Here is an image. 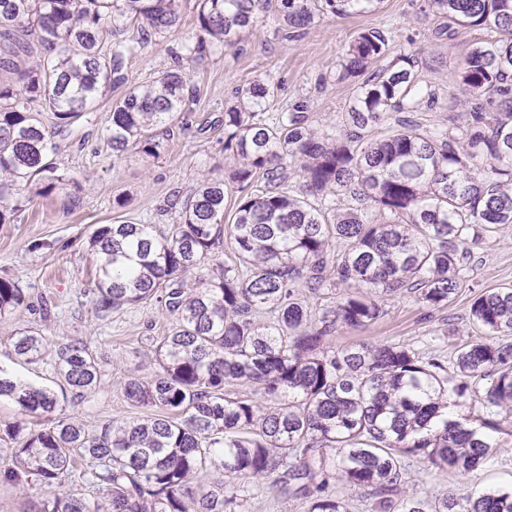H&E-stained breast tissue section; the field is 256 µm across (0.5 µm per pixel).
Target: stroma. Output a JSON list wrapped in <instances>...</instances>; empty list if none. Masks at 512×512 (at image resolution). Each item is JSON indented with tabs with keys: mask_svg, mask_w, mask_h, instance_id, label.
I'll return each mask as SVG.
<instances>
[{
	"mask_svg": "<svg viewBox=\"0 0 512 512\" xmlns=\"http://www.w3.org/2000/svg\"><path fill=\"white\" fill-rule=\"evenodd\" d=\"M421 2L381 0L373 12L326 15L288 37L278 33L275 12H267L237 45L187 65V82L196 92V102L164 137L157 158L133 149L113 154L107 139L112 103L124 96L128 85L103 89L94 111L54 139L56 150L50 160L74 177V185L46 196L31 187L18 188L15 197L22 209L9 223L0 224V279L17 282L25 293L21 307L0 314V369L53 389L59 398L56 417L78 422L92 434L108 422L149 415V408L130 404L123 384L128 377L146 380L156 373V344L175 318L156 300L98 315V258L89 246L91 234L101 225L125 221L154 224L161 230L177 223L179 212L168 207V199L187 195L206 176L223 180L224 220L232 222L240 192L227 179L225 103L235 89L269 75L279 83L270 111L304 104L318 131L335 133L337 116L353 99L356 86L355 80L340 77L343 53L365 28L384 33L390 55L414 52L422 57L424 76L438 94L437 104L423 111L428 124L465 115L466 106L450 96L457 70L473 44L495 40L498 34L460 27L452 36L439 35L446 18L420 11ZM197 11V0H183L177 28L129 60L128 84L152 81L172 66L173 50L197 31ZM470 267L465 288L447 306L430 310L409 296L391 298L377 323L340 329L330 338V346L392 342L447 355L471 334V299L489 289L512 288V225L502 226L489 246L473 248ZM28 330L39 332L48 344L33 363L13 351L16 336ZM67 343L85 344L97 363L98 382L80 397L73 396L56 370L55 351ZM505 457H512V443L494 449L462 478L435 473L415 459L407 487L433 495H461L507 486L512 484V468L499 465ZM241 498V512H303L300 500L279 496L269 484L250 479L244 482Z\"/></svg>",
	"mask_w": 512,
	"mask_h": 512,
	"instance_id": "obj_1",
	"label": "stroma"
}]
</instances>
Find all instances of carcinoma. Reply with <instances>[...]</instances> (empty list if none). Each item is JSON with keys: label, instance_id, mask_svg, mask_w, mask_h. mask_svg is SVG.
Listing matches in <instances>:
<instances>
[{"label": "carcinoma", "instance_id": "cac0c4a2", "mask_svg": "<svg viewBox=\"0 0 512 512\" xmlns=\"http://www.w3.org/2000/svg\"><path fill=\"white\" fill-rule=\"evenodd\" d=\"M273 1L283 31L381 3L198 0L197 32L173 51L174 65L112 104L113 153L159 156L160 136L193 97L182 62L238 44ZM425 2L460 26L500 34L474 46L458 70L452 96L473 104L464 125L416 119L438 95L414 54L367 73L388 42L365 30L343 55V74L363 80L334 135L315 130L300 105L266 114L277 89L270 77L236 89L224 152L230 180L250 193L233 223L224 224V182L203 178L170 200L179 222L168 233L126 222L92 235L96 312L154 297L175 324L156 347L160 370L124 383L125 396L153 414L91 436L55 419L19 442L4 483L58 484L79 448L84 476L99 489L97 497L59 491L39 512H237L243 479L272 480L278 494L303 499L304 512H348L335 486L368 491L371 512H512V486L463 497L401 491L411 457L463 477L512 440L511 288L473 298L475 335L447 360L396 343L328 345L342 327L376 323L392 296L444 307L466 282L471 247L512 224V110L483 107L512 94V0ZM180 14L181 0H0V72L11 75L0 80V223L17 210V183L37 182L47 195L71 180L46 161L53 145L34 106L64 132L105 87L128 82V60ZM23 56L33 65L20 68ZM224 235L232 255L220 274L185 291L181 275ZM311 296L336 301L317 309ZM24 301L23 289L0 280V313ZM45 349L32 331L13 343L29 362ZM57 358L76 395L97 384L86 346L62 345ZM239 384L254 397L229 392ZM0 397L27 415L58 405L51 389L1 369ZM455 407L467 411L463 420L448 419Z\"/></svg>", "mask_w": 512, "mask_h": 512}]
</instances>
